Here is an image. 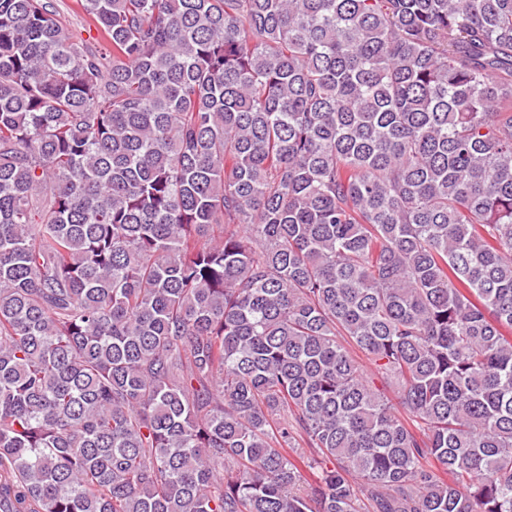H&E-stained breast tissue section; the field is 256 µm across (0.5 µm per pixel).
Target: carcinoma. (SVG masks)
Here are the masks:
<instances>
[{"label": "carcinoma", "mask_w": 512, "mask_h": 512, "mask_svg": "<svg viewBox=\"0 0 512 512\" xmlns=\"http://www.w3.org/2000/svg\"><path fill=\"white\" fill-rule=\"evenodd\" d=\"M77 7L0 0V512H512V0ZM75 0H55L61 20L72 34L79 39L93 44L91 37L97 35L94 24L88 20L75 6Z\"/></svg>", "instance_id": "obj_1"}]
</instances>
